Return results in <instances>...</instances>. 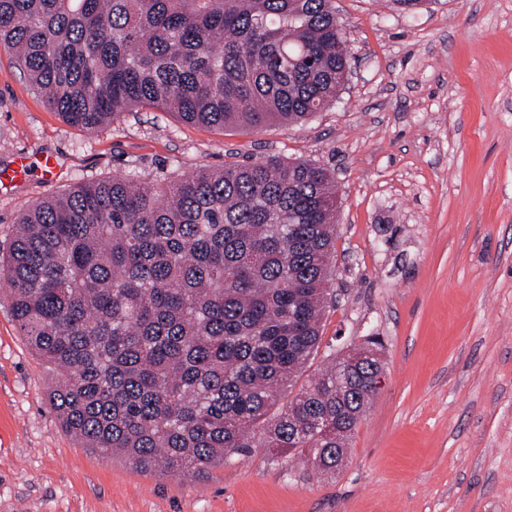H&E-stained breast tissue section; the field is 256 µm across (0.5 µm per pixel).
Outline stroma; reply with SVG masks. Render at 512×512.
Listing matches in <instances>:
<instances>
[{"label":"stroma","mask_w":512,"mask_h":512,"mask_svg":"<svg viewBox=\"0 0 512 512\" xmlns=\"http://www.w3.org/2000/svg\"><path fill=\"white\" fill-rule=\"evenodd\" d=\"M353 58L302 123L191 124L156 108L94 132L45 105L0 48V244L35 203L115 176L174 177L276 156L333 172V288L322 342L376 335L386 363L344 466L267 449L161 476L81 448L48 389L61 375L0 303V512H512V0H335Z\"/></svg>","instance_id":"stroma-1"}]
</instances>
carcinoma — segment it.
Returning a JSON list of instances; mask_svg holds the SVG:
<instances>
[{"label":"carcinoma","mask_w":512,"mask_h":512,"mask_svg":"<svg viewBox=\"0 0 512 512\" xmlns=\"http://www.w3.org/2000/svg\"><path fill=\"white\" fill-rule=\"evenodd\" d=\"M70 124L156 106L260 129L336 101L349 52L334 0H0V47ZM336 180L270 158L114 177L42 200L0 250L22 336L62 371L49 402L106 459L162 476L253 448L320 460L379 388L381 341L328 345Z\"/></svg>","instance_id":"cac0c4a2"}]
</instances>
